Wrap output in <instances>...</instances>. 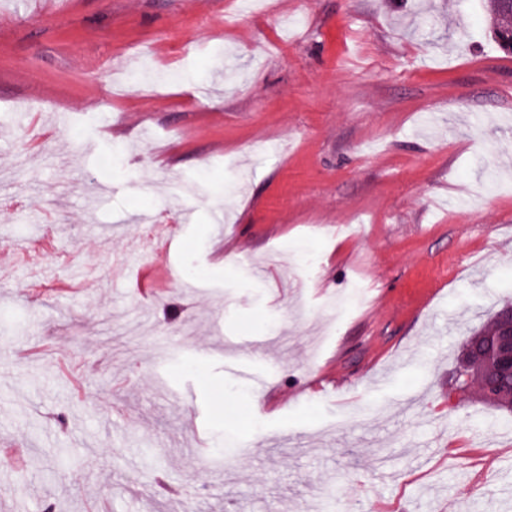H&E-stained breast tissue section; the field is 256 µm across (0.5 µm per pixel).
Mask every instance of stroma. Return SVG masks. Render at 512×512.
Segmentation results:
<instances>
[{
    "mask_svg": "<svg viewBox=\"0 0 512 512\" xmlns=\"http://www.w3.org/2000/svg\"><path fill=\"white\" fill-rule=\"evenodd\" d=\"M487 5L0 0V512H512V426L448 397L512 300Z\"/></svg>",
    "mask_w": 512,
    "mask_h": 512,
    "instance_id": "35a3bbf8",
    "label": "stroma"
}]
</instances>
